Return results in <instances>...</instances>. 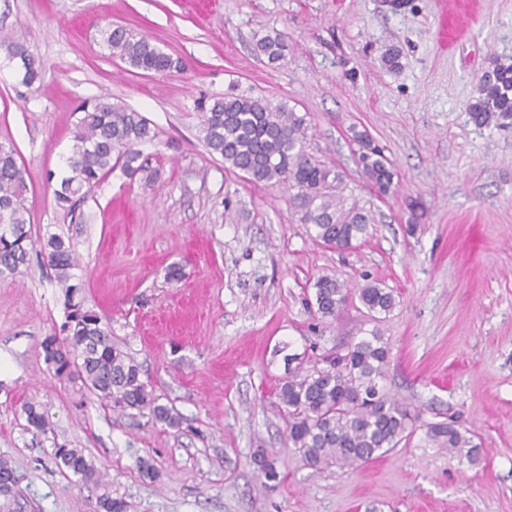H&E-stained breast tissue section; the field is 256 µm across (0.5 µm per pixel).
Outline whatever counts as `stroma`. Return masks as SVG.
Segmentation results:
<instances>
[{"label": "stroma", "instance_id": "obj_1", "mask_svg": "<svg viewBox=\"0 0 512 512\" xmlns=\"http://www.w3.org/2000/svg\"><path fill=\"white\" fill-rule=\"evenodd\" d=\"M110 24L184 70L132 68L103 47ZM270 32L288 44L277 65L255 51ZM6 35L43 63L27 88L0 49V143L25 172L31 235L69 238L84 308L180 424L114 411L55 375L42 342L62 333L63 290L31 251L22 275L0 280V458L18 478L0 512H101L106 492L128 512H512V127L467 112L483 72L512 60V0H0ZM392 44L395 71L379 60ZM241 92L306 116L308 152L371 211L365 237L345 249L314 241L286 191L209 154L198 103ZM104 95L157 130L139 147L150 173L114 169L69 213L54 191L76 109ZM356 130L383 150L387 196L357 164ZM324 273L392 291L384 386L422 421L409 443L349 469L308 466L278 398L285 354L329 352L371 327L354 298L336 318L316 314ZM28 401L46 433L28 430ZM448 419L480 439L479 465L429 440L426 424ZM60 444L80 449L99 482L58 468ZM261 449L278 481L253 465Z\"/></svg>", "mask_w": 512, "mask_h": 512}]
</instances>
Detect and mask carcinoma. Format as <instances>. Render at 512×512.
Returning <instances> with one entry per match:
<instances>
[{"label": "carcinoma", "mask_w": 512, "mask_h": 512, "mask_svg": "<svg viewBox=\"0 0 512 512\" xmlns=\"http://www.w3.org/2000/svg\"><path fill=\"white\" fill-rule=\"evenodd\" d=\"M103 44L113 55L131 66L153 73L183 69L182 61L161 52L144 35L122 26L101 29ZM8 60L19 63L21 83L32 87L41 80L43 64L19 41L1 38ZM271 63L285 57L288 49L281 34L266 35L255 45ZM198 133L209 152L242 173L249 181L284 186L299 222L308 226L311 237L336 248H347L362 238L371 223V213L352 202L346 204L343 176L306 150L307 120L284 102L250 94H227L197 106ZM74 131L66 175L55 192L57 206L73 208L112 169L121 166L129 176L145 167L139 163L136 146L157 138L156 130L140 112L109 97L83 104ZM467 112L478 125L512 126V62L497 60L479 81L477 96ZM358 144L357 162L366 180L379 193L389 192L393 173L382 149L364 132L354 133ZM16 150L0 145V279L23 273L33 249L29 209L25 205L27 184L18 165ZM40 253L55 277L66 288L70 335L63 339L65 355L55 359L48 346L57 342L50 336L43 342L44 360L63 374L69 360L78 362L74 374L101 401L113 409L148 411L154 419L177 426L178 420L141 378V369L112 343L111 334L96 314L83 311L73 302L82 288L73 270L78 260L70 243L55 233L40 244ZM316 312L335 317L347 303L351 291L332 275H321L313 284ZM374 321L395 304L391 292L368 283L355 292ZM389 347L379 329L346 345L344 352L322 358L309 367L299 364L288 369L279 390L287 415L288 440L312 467L335 464L351 467L381 457L410 440L419 414L388 395L382 385L388 365ZM23 412L29 429L43 433L48 422L38 405L29 402ZM427 436L448 454L469 465L480 463L482 443L476 435L452 423H430ZM257 470L269 481L278 474L271 456L258 453ZM54 459L84 481L96 479L97 469L77 448L60 445ZM14 489V473L8 461L0 459V495Z\"/></svg>", "instance_id": "1"}]
</instances>
